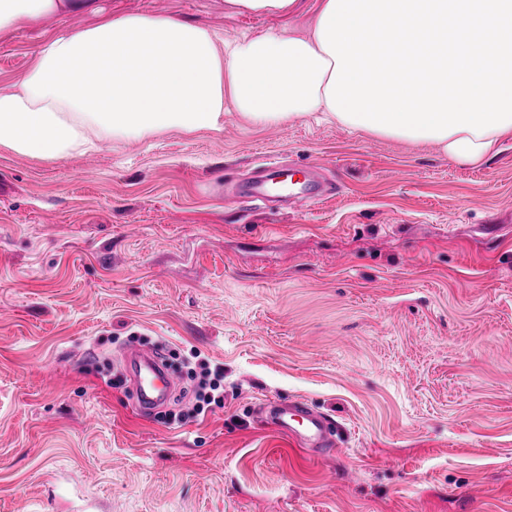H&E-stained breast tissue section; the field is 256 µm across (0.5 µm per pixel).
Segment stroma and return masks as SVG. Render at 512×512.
Returning a JSON list of instances; mask_svg holds the SVG:
<instances>
[{"label": "stroma", "mask_w": 512, "mask_h": 512, "mask_svg": "<svg viewBox=\"0 0 512 512\" xmlns=\"http://www.w3.org/2000/svg\"><path fill=\"white\" fill-rule=\"evenodd\" d=\"M224 37L303 30L225 0H100ZM49 17L0 40V87ZM335 191L273 209L262 161ZM185 366L141 415L121 359ZM224 403L193 412L202 367ZM303 400L335 450L262 422ZM0 512H512V141L480 166L438 144L301 120L164 130L47 162L0 146Z\"/></svg>", "instance_id": "obj_1"}]
</instances>
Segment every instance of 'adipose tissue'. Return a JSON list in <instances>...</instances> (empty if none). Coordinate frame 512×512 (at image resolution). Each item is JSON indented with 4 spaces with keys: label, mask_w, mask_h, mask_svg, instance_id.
<instances>
[{
    "label": "adipose tissue",
    "mask_w": 512,
    "mask_h": 512,
    "mask_svg": "<svg viewBox=\"0 0 512 512\" xmlns=\"http://www.w3.org/2000/svg\"><path fill=\"white\" fill-rule=\"evenodd\" d=\"M70 13L95 22L45 34L36 65L0 89V145L15 153L56 161L168 129L219 131L229 106L261 126L335 117L325 96L335 62L314 30L226 39L170 16L108 13L99 0H0V36ZM511 137L512 125L439 145L479 164Z\"/></svg>",
    "instance_id": "1"
}]
</instances>
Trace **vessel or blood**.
I'll return each instance as SVG.
<instances>
[{
	"instance_id": "b4317fda",
	"label": "vessel or blood",
	"mask_w": 512,
	"mask_h": 512,
	"mask_svg": "<svg viewBox=\"0 0 512 512\" xmlns=\"http://www.w3.org/2000/svg\"><path fill=\"white\" fill-rule=\"evenodd\" d=\"M124 369L130 376L140 410L150 411L166 403L176 388L175 376L166 370L157 352L127 351ZM269 421L292 439L296 449L320 448L328 452L333 447L330 421L306 402H291L273 413Z\"/></svg>"
}]
</instances>
